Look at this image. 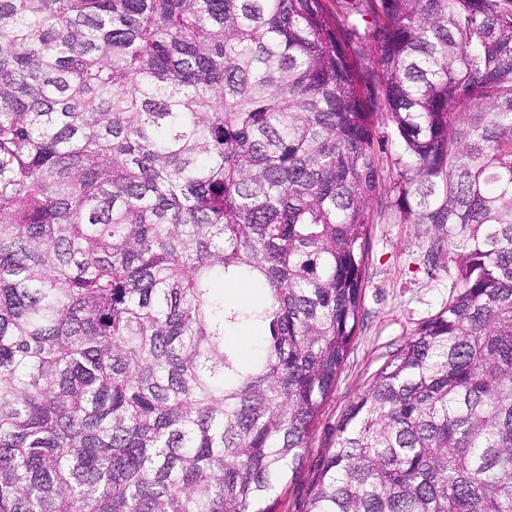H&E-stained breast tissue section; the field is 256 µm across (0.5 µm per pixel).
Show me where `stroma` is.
<instances>
[{"label": "stroma", "mask_w": 512, "mask_h": 512, "mask_svg": "<svg viewBox=\"0 0 512 512\" xmlns=\"http://www.w3.org/2000/svg\"><path fill=\"white\" fill-rule=\"evenodd\" d=\"M456 275L448 243L433 225L407 224L393 214L371 225L359 326L312 430L304 462L277 492V512H306L318 464L336 445L341 414L414 330L447 307Z\"/></svg>", "instance_id": "35a3bbf8"}]
</instances>
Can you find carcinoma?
I'll return each instance as SVG.
<instances>
[{
    "label": "carcinoma",
    "mask_w": 512,
    "mask_h": 512,
    "mask_svg": "<svg viewBox=\"0 0 512 512\" xmlns=\"http://www.w3.org/2000/svg\"><path fill=\"white\" fill-rule=\"evenodd\" d=\"M393 212L457 281L307 512H512V0H0V512H276Z\"/></svg>",
    "instance_id": "carcinoma-1"
}]
</instances>
